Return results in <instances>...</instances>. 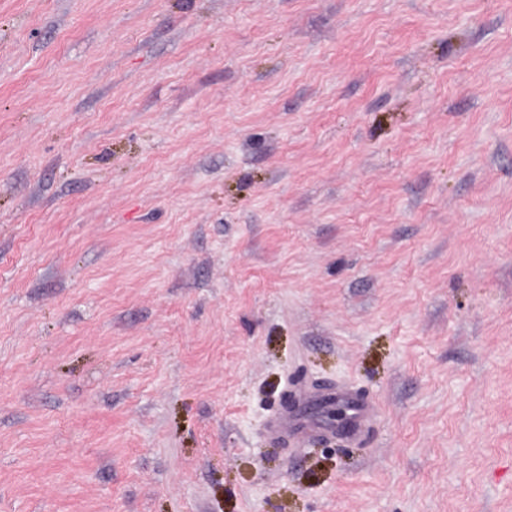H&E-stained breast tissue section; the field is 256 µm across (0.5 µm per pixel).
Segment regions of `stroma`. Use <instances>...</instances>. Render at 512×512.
<instances>
[{
  "label": "stroma",
  "instance_id": "1",
  "mask_svg": "<svg viewBox=\"0 0 512 512\" xmlns=\"http://www.w3.org/2000/svg\"><path fill=\"white\" fill-rule=\"evenodd\" d=\"M0 512H512V0H0ZM354 405V414L350 424L343 429H335L336 432H345L347 438L362 435L366 423L372 416V407L365 404H358L354 401L349 402ZM266 432L272 440L285 441L288 440L289 434L295 438H308L313 436L316 430L315 425L309 420L280 415L270 421Z\"/></svg>",
  "mask_w": 512,
  "mask_h": 512
}]
</instances>
